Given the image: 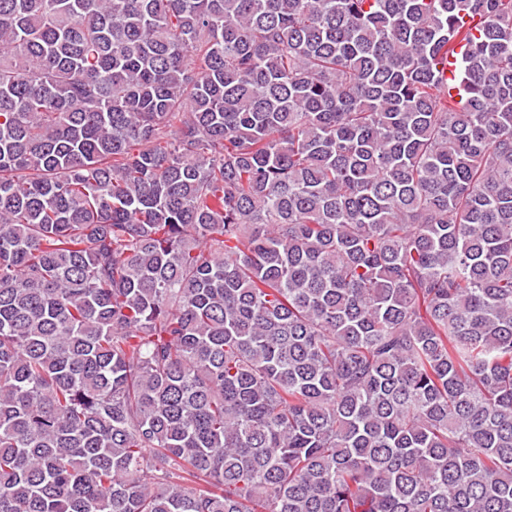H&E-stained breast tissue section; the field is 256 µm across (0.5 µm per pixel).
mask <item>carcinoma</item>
Segmentation results:
<instances>
[{
    "label": "carcinoma",
    "instance_id": "1",
    "mask_svg": "<svg viewBox=\"0 0 512 512\" xmlns=\"http://www.w3.org/2000/svg\"><path fill=\"white\" fill-rule=\"evenodd\" d=\"M0 512H512V0H0Z\"/></svg>",
    "mask_w": 512,
    "mask_h": 512
}]
</instances>
